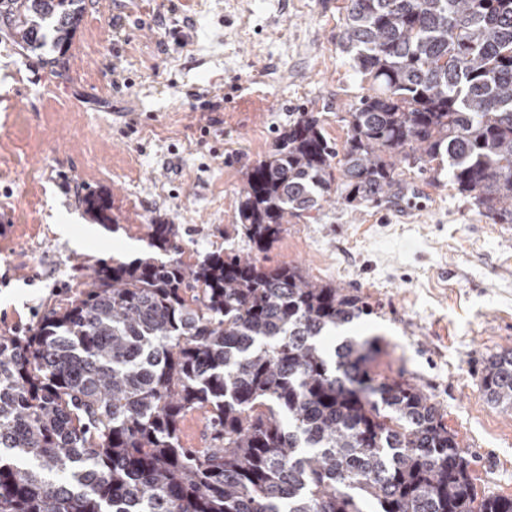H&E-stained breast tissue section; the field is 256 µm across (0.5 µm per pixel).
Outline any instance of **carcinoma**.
Masks as SVG:
<instances>
[{
  "instance_id": "1",
  "label": "carcinoma",
  "mask_w": 512,
  "mask_h": 512,
  "mask_svg": "<svg viewBox=\"0 0 512 512\" xmlns=\"http://www.w3.org/2000/svg\"><path fill=\"white\" fill-rule=\"evenodd\" d=\"M85 0H0V38L63 68ZM344 40L369 92L343 145L311 112L246 175L234 230L261 252L290 217L389 198L401 163L448 175L477 213L512 216V0H347ZM108 221L110 206L86 199ZM149 252L102 262L23 336L0 335V512H512L478 496L432 398L378 379L376 338H323L369 303L299 266ZM170 255L166 261L154 253ZM487 401L512 412V347ZM212 444L186 448L189 412Z\"/></svg>"
}]
</instances>
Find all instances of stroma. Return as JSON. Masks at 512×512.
<instances>
[{
    "instance_id": "1",
    "label": "stroma",
    "mask_w": 512,
    "mask_h": 512,
    "mask_svg": "<svg viewBox=\"0 0 512 512\" xmlns=\"http://www.w3.org/2000/svg\"><path fill=\"white\" fill-rule=\"evenodd\" d=\"M345 6L89 0L57 73L1 42L0 334L36 325L90 266L139 257L155 219L177 226L184 262L248 251L233 228L248 169L301 112L344 141L368 91L344 48ZM398 183L380 204L332 200L289 219L257 259L365 297L372 314L345 335L380 338L375 372L430 394L478 491L512 496V413L479 388L489 356L512 347V226L416 167ZM92 194L109 225L87 211Z\"/></svg>"
}]
</instances>
